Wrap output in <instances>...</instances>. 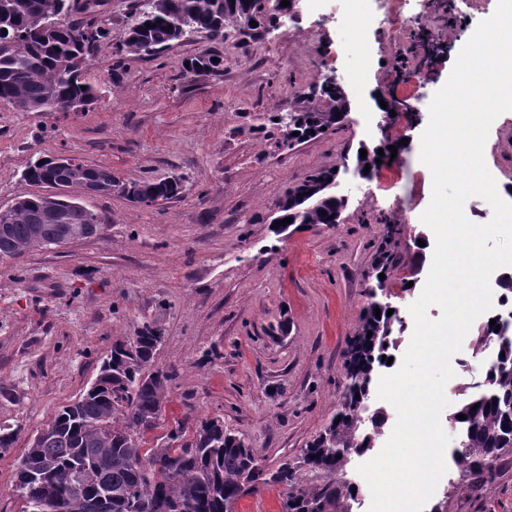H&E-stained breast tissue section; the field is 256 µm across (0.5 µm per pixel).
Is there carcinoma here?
I'll return each instance as SVG.
<instances>
[{"instance_id": "obj_1", "label": "carcinoma", "mask_w": 512, "mask_h": 512, "mask_svg": "<svg viewBox=\"0 0 512 512\" xmlns=\"http://www.w3.org/2000/svg\"><path fill=\"white\" fill-rule=\"evenodd\" d=\"M268 2L148 0L125 29L120 47L151 56L192 32L216 42L236 38L245 45L282 20L287 7L275 11ZM66 9V0H0V102L21 98L30 111L56 112L66 100L88 104L96 99V89L82 81L81 70L107 32L60 22L57 16ZM309 98L313 104L288 111L283 144L320 137L351 111L347 93L332 80L311 89ZM337 174L321 169L288 188L271 221L338 223L347 200L332 192ZM83 177L80 169H56L51 158L35 160L24 171L32 184L73 191ZM129 186L159 200L181 192L176 178ZM47 201L37 194L20 197L7 218L0 219V259L35 249L37 235L51 242L67 227L99 223L98 214L86 206L59 199L65 223L43 224ZM376 296L370 292L372 301L345 350L346 385L337 412L297 460L265 471L245 437L220 418L193 427L177 421L166 445L143 447L144 434L157 427L174 380L169 371L151 369L162 336L145 324L132 339L114 344L89 389L37 431L22 456L28 465L19 464L15 471L22 512H52L67 503L73 504L68 512H236L242 498L265 485L280 487L282 512H352L354 485L341 475L352 456L374 448L375 434L384 425L383 412H369L370 383L375 367L387 366L382 357H391L389 350L396 347L394 325H403L398 314L387 315L391 305ZM491 341L494 359L479 379L462 388L468 398L458 413L467 419H454L462 430V446L453 451L462 482L453 489L470 497L498 478V463L512 457V318L485 325L474 337V352L484 351Z\"/></svg>"}]
</instances>
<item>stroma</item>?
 I'll return each mask as SVG.
<instances>
[{"label": "stroma", "mask_w": 512, "mask_h": 512, "mask_svg": "<svg viewBox=\"0 0 512 512\" xmlns=\"http://www.w3.org/2000/svg\"><path fill=\"white\" fill-rule=\"evenodd\" d=\"M136 0H82L60 17L108 30L82 69L97 98L78 112H24L0 103V207L45 194L24 180L31 160L68 153L110 167L121 181L178 178L177 197L134 204L119 193L84 198L96 234L49 250L0 259V425L17 431L0 454V512H22L14 474L33 436L95 380L113 343L142 324L163 340L154 367L175 371L155 437L175 420L223 418L245 435L260 464L277 468L323 429L345 389L343 352L374 285V258L389 245L390 305L404 324L396 357L414 329L430 262L417 242L432 232L420 219L432 174L420 138L434 93L497 0H301L299 16L243 45L200 34L156 56L119 51ZM436 34L426 54L421 31ZM219 53L214 71H185L187 58ZM343 84L351 110L326 135L293 147L268 117L307 105L324 77ZM405 111L384 119L380 102ZM397 143L371 177L356 170L359 146ZM485 163L512 185V111L492 123ZM335 168L348 201L339 223L277 235L269 215L288 186ZM492 350L471 339L452 358L451 416L459 385ZM461 480L448 462L432 503L448 512H512V464L474 502L451 495Z\"/></svg>", "instance_id": "1"}]
</instances>
